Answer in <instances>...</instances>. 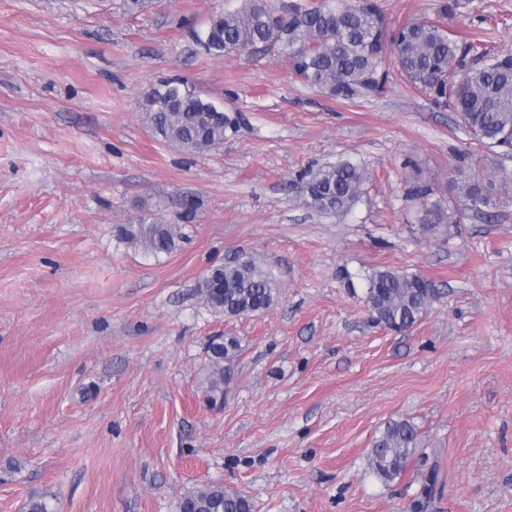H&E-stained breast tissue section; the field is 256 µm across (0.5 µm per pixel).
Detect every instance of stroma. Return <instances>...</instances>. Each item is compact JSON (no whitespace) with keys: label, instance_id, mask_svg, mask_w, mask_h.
<instances>
[{"label":"stroma","instance_id":"1","mask_svg":"<svg viewBox=\"0 0 512 512\" xmlns=\"http://www.w3.org/2000/svg\"><path fill=\"white\" fill-rule=\"evenodd\" d=\"M0 0V512H176L221 483L253 512H512V154L477 144L399 71L328 98L273 55L208 54L240 0ZM450 31L512 48V0H460ZM187 82L238 117L188 155L157 140L145 88ZM365 169L352 210L307 205L304 174ZM497 204L425 230L408 189L458 205L457 171ZM179 225L170 253L119 239ZM275 280L268 309L228 317L199 282L237 251ZM438 295L411 329L373 323L365 275ZM236 339L224 403L210 337ZM412 422L422 463L390 483L373 440Z\"/></svg>","mask_w":512,"mask_h":512}]
</instances>
